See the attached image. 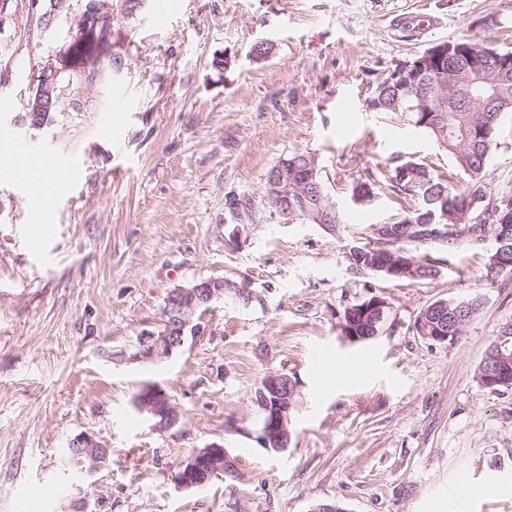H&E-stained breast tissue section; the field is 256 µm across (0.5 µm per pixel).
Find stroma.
Instances as JSON below:
<instances>
[{
	"label": "stroma",
	"mask_w": 512,
	"mask_h": 512,
	"mask_svg": "<svg viewBox=\"0 0 512 512\" xmlns=\"http://www.w3.org/2000/svg\"><path fill=\"white\" fill-rule=\"evenodd\" d=\"M82 2L47 27L13 0L0 128L28 136L18 119ZM463 39L512 49V0H145L131 15L112 0L117 66L32 142L74 159L55 203L36 209L40 166L0 175V512H60L75 492L61 454L83 433L111 450L84 484L89 512H512V387L477 379L512 323V276L481 275L493 239L431 245L438 273L414 284L352 273L344 258L399 208L389 194L350 207L357 180L387 184L408 161L453 167L408 114L368 111V85ZM263 40L274 49L258 62ZM498 141L491 198L512 187V112ZM296 152L317 157L344 206L336 231L272 216L266 175ZM208 277L229 287L200 336L161 361L124 360L163 329L170 289ZM374 295L391 306L386 331L343 339L345 308ZM473 297L481 309L453 343L417 334L432 302ZM272 371L298 387L282 452L258 442L255 391ZM147 384L177 405L172 428L136 410ZM212 443L234 473L178 487L180 464Z\"/></svg>",
	"instance_id": "35a3bbf8"
}]
</instances>
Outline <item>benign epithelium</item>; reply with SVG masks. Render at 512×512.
Listing matches in <instances>:
<instances>
[{"instance_id":"obj_1","label":"benign epithelium","mask_w":512,"mask_h":512,"mask_svg":"<svg viewBox=\"0 0 512 512\" xmlns=\"http://www.w3.org/2000/svg\"><path fill=\"white\" fill-rule=\"evenodd\" d=\"M471 47L459 42H438L426 53L414 61L400 63L388 74L387 81H397L409 88L419 90L420 103L417 110L438 114L447 111L446 89L448 80V56L470 53ZM111 56L110 49L97 48L78 67H62L61 56L55 54L47 60L45 69L48 75L39 85V102L35 110L27 112L20 119V125L29 131L40 132L51 125L53 119L50 112L41 105L44 97L57 91L58 77L71 72L92 86L102 79L105 59ZM316 162L304 168L288 167V161L282 160L269 175L267 197L274 198L273 215L280 221L290 223L295 213L288 208V184L300 192L314 191L319 198L317 208L305 211V217L327 229L336 230V203L323 193L315 182ZM349 259H358L359 268L375 274L401 276L405 269L413 268L411 259L403 256L389 260L381 251H366L353 247L348 253ZM226 281L222 278H206L196 280L188 285L171 289L166 298V315L164 328L159 334L146 332L139 337L135 350L130 354L132 361H158L170 357L173 352L185 343V330L192 325L193 311L201 306L224 299ZM389 303L381 298L366 301L357 313L350 314L349 328L344 337L351 342H369L377 339L384 331L389 319ZM420 332L427 339L437 343H446L450 339L448 329L442 324L428 321L420 316L418 321ZM493 374L485 382V386L494 387L506 382L512 372V355L502 352L493 357ZM260 394L263 396L262 408L264 418L258 439L264 447L287 448L290 440L288 429L289 413L294 405L297 384L291 377L282 372L265 375L262 380ZM136 409L154 422L159 429L175 426L180 418L177 406L168 394L158 386L145 387L141 396L134 400ZM76 454L77 465L85 477H90L104 468L109 461V449L105 448L88 434H80L68 443ZM230 456L223 445L212 443L199 450L193 457L184 461L175 481L184 489H201L213 478L232 471Z\"/></svg>"}]
</instances>
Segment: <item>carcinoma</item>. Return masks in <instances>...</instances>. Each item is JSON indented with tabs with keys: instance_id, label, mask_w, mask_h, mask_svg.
Here are the masks:
<instances>
[{
	"instance_id": "1",
	"label": "carcinoma",
	"mask_w": 512,
	"mask_h": 512,
	"mask_svg": "<svg viewBox=\"0 0 512 512\" xmlns=\"http://www.w3.org/2000/svg\"><path fill=\"white\" fill-rule=\"evenodd\" d=\"M104 4L97 24L86 27L76 23V28L86 31L90 45L112 41V9ZM460 82L470 87L468 99L448 98L446 127L435 129L423 124L427 114L414 109V96L402 84L384 79L369 86V97L378 102L377 111L406 112L415 126L426 131L448 152L454 162V170L448 175L433 172L423 163L407 161L395 167L388 189L396 200L410 199L414 208H402L398 213V224H422L419 235L408 242L416 247L438 243H453L461 239L478 244L483 235L496 236L497 246L487 255L483 275L495 279L502 274H512V196L486 199L482 189L486 164L497 148V132L503 114L512 112V69L502 73L489 61L476 68L466 56L448 61V86ZM466 175L471 188L464 192L455 189L454 177ZM374 232L373 249H384L395 254L405 252L415 263V274L398 279V282H418L436 276V265L428 255L416 256L406 250L403 242L389 241ZM477 298L467 300L461 307L457 299L447 300V305L428 320L438 319L448 323V335L459 336L464 325L480 310Z\"/></svg>"
}]
</instances>
